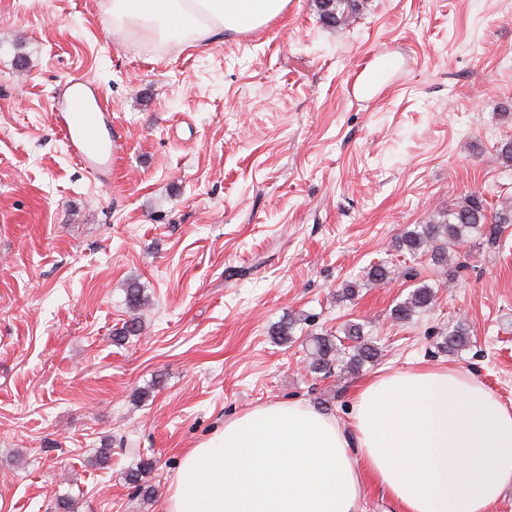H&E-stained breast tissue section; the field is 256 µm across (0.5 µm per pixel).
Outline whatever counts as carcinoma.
<instances>
[{"label":"carcinoma","mask_w":512,"mask_h":512,"mask_svg":"<svg viewBox=\"0 0 512 512\" xmlns=\"http://www.w3.org/2000/svg\"><path fill=\"white\" fill-rule=\"evenodd\" d=\"M321 21L333 27H342L354 21L356 15L367 8L368 0H317ZM490 225L487 242L494 244L500 225L512 224V209L490 212L483 194H471L458 208L446 217L422 224L420 228L403 233L396 241L399 250L417 257L429 253L433 265L448 266V243L458 242L472 229ZM436 291L428 284L414 288L409 297L397 304L392 314L398 321L410 319L414 313L430 308ZM364 325L351 323L343 329V336L325 334L312 339L309 369L317 374H328L337 367L349 372L358 371L363 365L375 361L377 347L364 337ZM350 344H345V341Z\"/></svg>","instance_id":"cac0c4a2"}]
</instances>
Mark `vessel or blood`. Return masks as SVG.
I'll return each instance as SVG.
<instances>
[{
    "mask_svg": "<svg viewBox=\"0 0 512 512\" xmlns=\"http://www.w3.org/2000/svg\"><path fill=\"white\" fill-rule=\"evenodd\" d=\"M65 90L71 98L81 102L79 108L62 107L57 111V124L70 155L88 172H111L118 158V148L104 132L107 118L92 84L86 78L77 77L66 82Z\"/></svg>",
    "mask_w": 512,
    "mask_h": 512,
    "instance_id": "vessel-or-blood-1",
    "label": "vessel or blood"
}]
</instances>
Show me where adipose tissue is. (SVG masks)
Instances as JSON below:
<instances>
[{
	"label": "adipose tissue",
	"instance_id": "obj_1",
	"mask_svg": "<svg viewBox=\"0 0 512 512\" xmlns=\"http://www.w3.org/2000/svg\"><path fill=\"white\" fill-rule=\"evenodd\" d=\"M288 0H111L113 24L199 44L259 29ZM404 512H488L512 489V409L451 367L380 374L349 426L303 403L226 421L189 449L162 512H358L364 479Z\"/></svg>",
	"mask_w": 512,
	"mask_h": 512
}]
</instances>
